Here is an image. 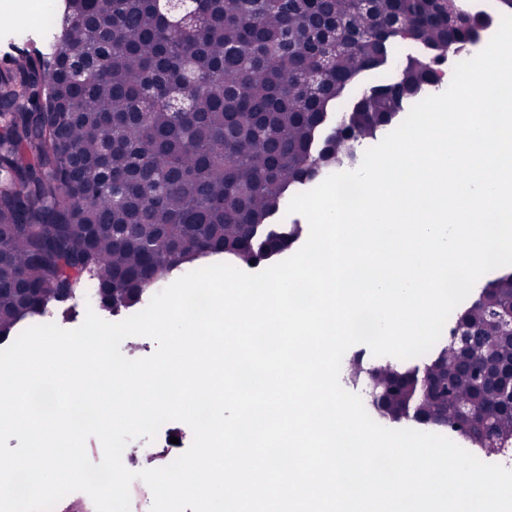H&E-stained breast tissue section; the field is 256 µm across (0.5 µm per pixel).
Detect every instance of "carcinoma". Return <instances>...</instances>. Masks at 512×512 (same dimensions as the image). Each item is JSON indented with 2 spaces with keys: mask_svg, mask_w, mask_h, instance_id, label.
Returning <instances> with one entry per match:
<instances>
[{
  "mask_svg": "<svg viewBox=\"0 0 512 512\" xmlns=\"http://www.w3.org/2000/svg\"><path fill=\"white\" fill-rule=\"evenodd\" d=\"M64 0L48 50L37 43L0 70V344L33 319L71 315L78 295L118 313L224 255L259 265L302 225L273 224L288 194L358 163L357 146L440 85L448 53L486 20L448 0ZM424 53L388 74L392 46ZM371 86L345 101L359 75ZM512 305V274L487 282L456 325L480 331L470 354L498 379L492 397L448 347L421 364L366 368L372 403L391 420L441 425L483 448L486 426L512 435V336L486 330ZM448 369L454 396L431 397ZM482 402L468 420L457 406Z\"/></svg>",
  "mask_w": 512,
  "mask_h": 512,
  "instance_id": "1",
  "label": "carcinoma"
}]
</instances>
